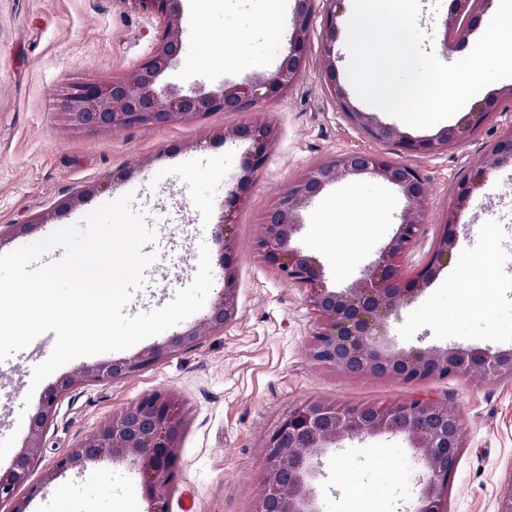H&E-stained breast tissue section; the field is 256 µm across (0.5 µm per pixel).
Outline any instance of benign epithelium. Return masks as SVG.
Masks as SVG:
<instances>
[{
	"instance_id": "benign-epithelium-1",
	"label": "benign epithelium",
	"mask_w": 512,
	"mask_h": 512,
	"mask_svg": "<svg viewBox=\"0 0 512 512\" xmlns=\"http://www.w3.org/2000/svg\"><path fill=\"white\" fill-rule=\"evenodd\" d=\"M325 4L324 22L336 31L342 0H297L291 50L276 72L253 83L239 84L220 93L183 95L160 86L161 77L181 52L180 0H113L123 10H133L159 20L161 33L152 54L132 73L108 82H79L69 86L61 100L70 125L86 131H115L161 124H195L213 112H252L266 94L283 93L306 68L307 43L317 2ZM444 23L443 46L463 38L465 20L478 17L486 0H453ZM336 97L350 119L375 140H397L417 153L435 154L469 137L499 108V99L512 100V87L496 97L478 102L470 112L473 122L447 129L431 139L406 140L395 128L373 121L353 109L341 87ZM277 137L269 125L240 124L224 129V138L250 140L254 148L243 164L244 174L230 197L246 201L247 184L261 168ZM512 162V127L505 131L457 189L461 204L484 185L488 175ZM369 177L395 186L405 200L395 234L355 284L346 289L327 286L324 270L312 256L292 246L301 226V211L331 183L348 177ZM427 190L416 168L395 163L381 153H346L308 167L288 187L262 218V230L254 249L276 274L305 291L309 309L317 317L310 356L319 365L341 374L367 373L413 384L431 378L476 376L480 380H512V348L508 350L448 346L386 353L379 338L386 321L405 301L423 290L435 272L448 264L457 243L455 220H445L427 265L411 276L404 273L407 253L425 226ZM220 295L202 320L161 344L131 357L85 365L49 385L31 418L23 445L14 463L0 472V504L9 512H29L31 500L58 476L82 470L102 458L130 460L141 474V496L146 512H170L169 489L177 480L178 437L184 413L179 399L170 393L143 396L112 415L96 431L68 451L25 496L17 487L27 480L41 455L43 437L52 425L63 397L93 382L115 381L136 375L160 360L193 346L201 337L224 330L236 316L233 268L219 260ZM405 436L423 468L420 490L411 512H446L449 476L464 448L459 415L446 404L417 398L402 403L341 407L323 401L296 405L282 413L265 435L264 491L257 512H314L315 490L311 479L320 473L323 450L343 438L366 440L380 435Z\"/></svg>"
}]
</instances>
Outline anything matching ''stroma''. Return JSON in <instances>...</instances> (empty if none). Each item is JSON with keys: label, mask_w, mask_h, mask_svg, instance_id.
Returning <instances> with one entry per match:
<instances>
[{"label": "stroma", "mask_w": 512, "mask_h": 512, "mask_svg": "<svg viewBox=\"0 0 512 512\" xmlns=\"http://www.w3.org/2000/svg\"><path fill=\"white\" fill-rule=\"evenodd\" d=\"M421 29L444 61L479 37L470 30L451 52L442 46L448 0H422ZM264 0H206L204 19L215 30L245 29L246 46L231 58L203 57L189 15L180 20L182 49L163 83L183 94L222 91L274 73L290 37L269 42L258 27ZM156 18L116 9L113 0H0V227L33 224L32 233L0 238V253L32 244L79 222L86 213L133 194L134 208L158 233L147 284L127 304L136 316L171 303L196 277L201 248L218 260L213 231L227 218L228 256L236 274V316L223 332L202 337L188 350L140 374L93 383L65 396L44 438L42 457L28 476L45 469L85 436L141 397L176 395L184 410L177 484L171 512H256L266 471L264 436L289 407L309 400L342 406L404 402L425 397L457 410L465 446L451 475L447 512H497L512 479V382L468 377L429 379L416 385L371 375H344L317 365L309 355L318 321L305 292L276 275L255 253L260 218L308 166L349 152H375L417 168L425 178L426 226L407 255L413 273L428 260L459 183L512 127V101L465 141L441 154L405 152L374 140L349 119L332 84L345 81L349 53L339 34L315 16L307 66L285 93L267 98L252 112H217L200 124L88 132L72 129L59 99L75 82H107L133 72L154 50ZM274 126L278 137L265 165L252 177L247 201L228 197L252 150L248 140L223 139L224 128L241 123ZM391 207L358 239L325 248L331 228L314 221L323 203L350 190ZM404 201L396 187L367 177L330 185L302 212L294 247L315 257L331 288H347L394 235ZM458 243L447 266L384 330L395 349L512 348V163L494 170L465 206L455 208ZM491 256L495 286L487 289L476 271ZM46 355L38 343L0 362V439L27 434L19 415L34 368ZM349 469L354 489L336 482ZM421 470L400 435L346 439L322 454L317 504L320 512H409ZM140 475L128 462L101 460L82 473L67 472L34 498L29 512H146Z\"/></svg>", "instance_id": "35a3bbf8"}]
</instances>
